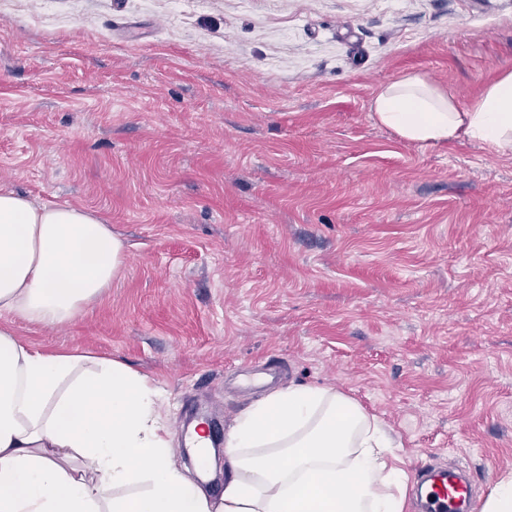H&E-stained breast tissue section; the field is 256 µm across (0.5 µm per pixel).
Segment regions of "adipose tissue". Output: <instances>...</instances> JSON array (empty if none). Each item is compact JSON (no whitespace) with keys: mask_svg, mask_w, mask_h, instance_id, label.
Masks as SVG:
<instances>
[{"mask_svg":"<svg viewBox=\"0 0 512 512\" xmlns=\"http://www.w3.org/2000/svg\"><path fill=\"white\" fill-rule=\"evenodd\" d=\"M374 121L420 144L512 154V72L461 108L419 75L383 87ZM125 244L98 212L0 191V313L56 326L98 299ZM160 391L125 364L47 353L0 329V512H406L382 421L331 386L291 385L243 410L224 489L173 465Z\"/></svg>","mask_w":512,"mask_h":512,"instance_id":"obj_1","label":"adipose tissue"}]
</instances>
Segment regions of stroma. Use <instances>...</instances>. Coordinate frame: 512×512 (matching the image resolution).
<instances>
[{
  "label": "stroma",
  "mask_w": 512,
  "mask_h": 512,
  "mask_svg": "<svg viewBox=\"0 0 512 512\" xmlns=\"http://www.w3.org/2000/svg\"><path fill=\"white\" fill-rule=\"evenodd\" d=\"M512 71V0H0V190L104 215L112 285L44 351L128 364L228 431L276 387L330 385L407 474H512V156L377 125L409 74L463 105Z\"/></svg>",
  "instance_id": "35a3bbf8"
}]
</instances>
